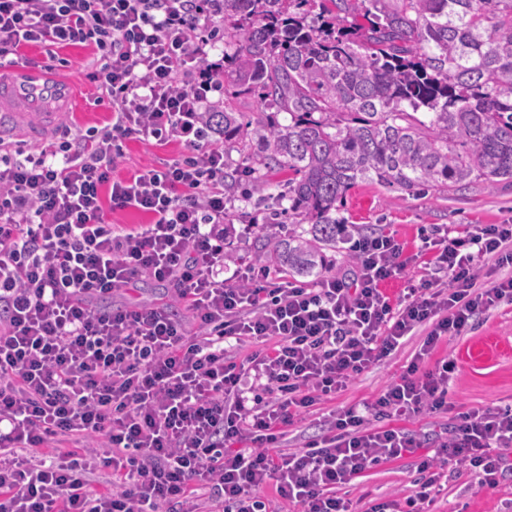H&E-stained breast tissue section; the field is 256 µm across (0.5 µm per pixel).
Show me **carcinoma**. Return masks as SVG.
Masks as SVG:
<instances>
[{"label": "carcinoma", "mask_w": 512, "mask_h": 512, "mask_svg": "<svg viewBox=\"0 0 512 512\" xmlns=\"http://www.w3.org/2000/svg\"><path fill=\"white\" fill-rule=\"evenodd\" d=\"M224 59L254 119L224 111V195L288 171V215L309 228L258 258L310 277L336 250L340 207L364 181L454 194L512 185V0H218ZM288 115V122L279 115Z\"/></svg>", "instance_id": "obj_1"}]
</instances>
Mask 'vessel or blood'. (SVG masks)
I'll use <instances>...</instances> for the list:
<instances>
[{
  "mask_svg": "<svg viewBox=\"0 0 512 512\" xmlns=\"http://www.w3.org/2000/svg\"><path fill=\"white\" fill-rule=\"evenodd\" d=\"M71 82L49 76L38 66L22 70L0 68V137L4 136L17 108L33 102L56 109L72 102Z\"/></svg>",
  "mask_w": 512,
  "mask_h": 512,
  "instance_id": "1",
  "label": "vessel or blood"
}]
</instances>
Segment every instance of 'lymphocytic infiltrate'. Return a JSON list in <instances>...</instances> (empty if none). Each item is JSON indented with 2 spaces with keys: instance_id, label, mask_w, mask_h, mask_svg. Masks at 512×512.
I'll use <instances>...</instances> for the list:
<instances>
[{
  "instance_id": "obj_1",
  "label": "lymphocytic infiltrate",
  "mask_w": 512,
  "mask_h": 512,
  "mask_svg": "<svg viewBox=\"0 0 512 512\" xmlns=\"http://www.w3.org/2000/svg\"><path fill=\"white\" fill-rule=\"evenodd\" d=\"M202 0H0V66L28 45L93 42L91 78L112 103L110 126H61L51 146L0 153V512H268L274 486L295 512H355L341 489L416 453L389 419L447 412L453 359L426 361L476 319L512 303V225L464 236L421 234L448 287L421 280L398 305L382 291L407 260L390 234L357 241L351 281L270 287L269 267L224 273V148L209 123L224 63ZM179 141L182 158L133 176L113 170L130 138ZM151 221L116 230L114 210ZM494 261L489 286L476 271ZM169 285L195 335L159 308H100L138 278ZM425 336L373 402L330 415L323 436L271 453L301 410L344 390L417 330ZM257 346L245 363L227 346ZM69 439L74 448L42 450ZM480 487L512 474V407L458 413L420 457L405 502L371 512H429L448 467ZM110 469L120 486L97 490Z\"/></svg>"
}]
</instances>
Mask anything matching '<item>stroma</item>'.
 I'll return each instance as SVG.
<instances>
[{
  "label": "stroma",
  "mask_w": 512,
  "mask_h": 512,
  "mask_svg": "<svg viewBox=\"0 0 512 512\" xmlns=\"http://www.w3.org/2000/svg\"><path fill=\"white\" fill-rule=\"evenodd\" d=\"M21 55L32 62H50L57 77L73 83L77 104L55 112L52 129L38 140L25 133L34 120L33 115L17 114L14 118L16 132L11 135V142L34 150L53 142L56 127L64 123L77 131L111 125L112 107L102 100L97 85L88 78L92 62L98 55L95 46L83 43L50 52L45 46L32 45L23 48ZM123 152L116 173L128 176L141 168L157 167L176 159L183 149L175 141L158 145L151 139H131L124 144ZM285 179V174L268 173L263 191L253 193L250 199L236 201L229 213L226 239L231 244L232 255L224 262L225 275H232L237 267L256 262L259 237L284 238L294 231V224L281 213L279 195ZM272 211L279 212L278 223L266 225L261 230L252 227L251 215ZM340 215L347 224L350 240L370 233H391L403 245L407 266L400 277L383 285L384 293L395 305L402 299L405 288L419 283L420 279L441 281L445 278L444 273L433 268L429 255L421 254L419 230L436 225L465 232L489 224H512V185L502 183L492 190L480 185L450 197L434 190L423 195L389 191L362 182L347 193ZM107 303L115 308H162L178 319L188 333L196 331L190 311L174 298L169 286L148 279L113 294ZM423 338V331H416L382 364L354 376L344 391L320 401L296 417L279 441V448L304 447L309 440L320 437L324 419L334 411L374 401L409 363ZM434 356L438 359L447 356L457 362L448 390L454 411L389 421L390 426L414 434L425 454L432 453L445 440L457 413L487 406L512 407V304L500 305L473 330L441 343ZM416 466L417 459L413 456L381 464L354 479L344 492L347 498L356 500L358 512H368L373 504L381 501L405 500L414 489L413 482L418 476ZM477 481L471 471H448L441 480L443 491L433 505L434 512H512V476L504 478L496 489L489 491L479 489Z\"/></svg>",
  "instance_id": "35a3bbf8"
}]
</instances>
